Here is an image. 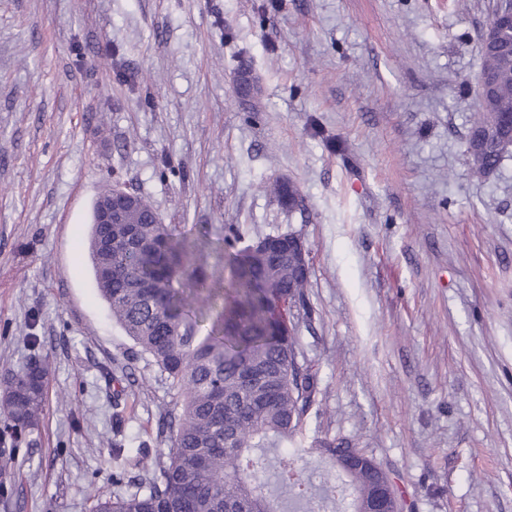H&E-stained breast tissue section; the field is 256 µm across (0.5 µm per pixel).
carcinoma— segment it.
<instances>
[{"mask_svg": "<svg viewBox=\"0 0 512 512\" xmlns=\"http://www.w3.org/2000/svg\"><path fill=\"white\" fill-rule=\"evenodd\" d=\"M481 71L494 73L493 92L476 96L477 112L466 135L472 176L488 178L509 150L512 128V60L483 50ZM155 211L139 201L140 243L131 250H101L92 225L89 250L99 291L112 319L150 357L171 386L182 394L180 411L165 419L172 436L166 459L157 462L146 489L126 495H98L92 512H279L268 483L259 473L269 466L266 451L295 444L305 416L319 391V372L299 348L295 313L306 311L308 278L288 254L246 252L225 255L227 287H210L202 274L195 291L220 306L210 332L186 313L184 293L175 288L195 264L196 244L173 239L164 224H153ZM8 382L12 398L0 408L14 428L31 430L41 411L42 387L25 365ZM315 449L331 464L330 479L350 491L336 512H363L380 483L390 491V507L399 503L387 472L377 465L341 467L353 452L343 438L326 435ZM278 456V480L298 490L300 512H322L331 499Z\"/></svg>", "mask_w": 512, "mask_h": 512, "instance_id": "carcinoma-1", "label": "carcinoma"}]
</instances>
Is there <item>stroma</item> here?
Returning <instances> with one entry per match:
<instances>
[{
  "instance_id": "obj_1",
  "label": "stroma",
  "mask_w": 512,
  "mask_h": 512,
  "mask_svg": "<svg viewBox=\"0 0 512 512\" xmlns=\"http://www.w3.org/2000/svg\"><path fill=\"white\" fill-rule=\"evenodd\" d=\"M496 3L0 0V383L49 371L32 432L0 414V512H90L172 445L181 394L89 257L116 177L206 241L208 278L225 225L306 244L321 386L292 464L314 487L330 433L404 512H512V153L484 180L464 147Z\"/></svg>"
}]
</instances>
